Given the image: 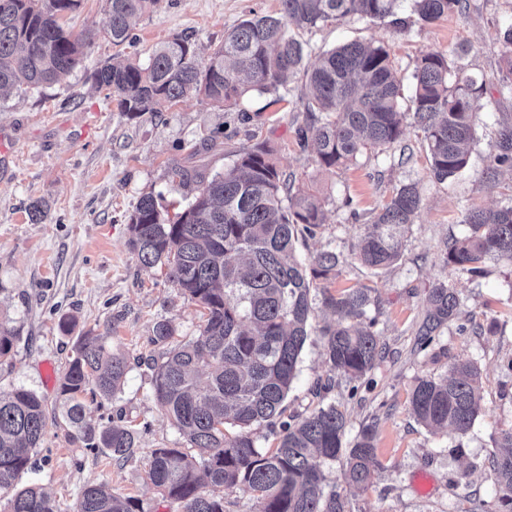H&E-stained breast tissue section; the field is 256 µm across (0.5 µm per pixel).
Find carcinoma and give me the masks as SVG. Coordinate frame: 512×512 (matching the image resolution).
Listing matches in <instances>:
<instances>
[{"label": "carcinoma", "mask_w": 512, "mask_h": 512, "mask_svg": "<svg viewBox=\"0 0 512 512\" xmlns=\"http://www.w3.org/2000/svg\"><path fill=\"white\" fill-rule=\"evenodd\" d=\"M158 0H106L103 32L112 43L131 39L132 21ZM399 0H279V11L240 21L224 33V43L203 64L195 45L177 38L156 48L148 65L105 63L91 74L93 85L116 98L118 111L133 119L160 112L190 93L227 106L251 90L276 91L303 71L308 121L295 131L301 149H311L326 169L345 167L363 152H383L401 143L400 79L388 51L372 43L349 42L301 69L304 48L290 27L312 28L329 20L385 19L397 24ZM81 0H0V94L20 85L39 87L68 75L83 61L84 38L60 23ZM424 21L460 12L463 0H413ZM500 93L512 94V25L502 41ZM460 56L427 52L412 73L413 120L430 154L432 180L445 183L469 162L476 117L485 83L465 75ZM495 161L512 164V130L501 133ZM172 177L196 183L194 200L171 220L151 194L128 218V244L146 266L163 265L169 282L204 309L197 336L172 344L174 328L155 322L151 342L163 348L148 363L154 397L172 425L196 450L151 452L147 477L162 498L183 512H224V491L239 489L256 512H349L348 499L324 492V464L343 461L344 483L366 489L378 466L376 426L368 425L350 448L343 446L347 417L335 404L302 417L282 419L283 403L297 376L302 348L310 335L313 305L338 319L322 330L330 367L349 381L365 379L383 353L374 330L379 312L376 289L336 292L317 284L340 264L333 250L307 263L295 256L298 236L313 237L324 224L322 203L311 194H291L272 151L258 144L233 165L208 178L174 165ZM288 205H283V195ZM422 204L416 185H402L372 213L355 258L382 269L402 255L403 234ZM467 233L447 242L443 263L479 276L491 256L512 261V206L471 208ZM427 310L418 344L427 348L455 318L458 294L438 280L427 290ZM19 336L0 326V360L11 356ZM128 374L126 358L112 351L108 333L77 337L58 385V408L70 437L94 454L120 460L133 447L132 428L86 419L87 389L114 397ZM206 376L205 386L200 377ZM481 390L479 368L470 361L451 364L439 379L420 377L412 389V413L431 430L460 435L472 427ZM48 425L45 400L24 387L0 389V495L6 512H56L39 485L18 486L31 466ZM276 435L272 448L256 446L253 426ZM506 453L493 465L495 512H512V428L497 438ZM77 512H150L136 497H120L106 483L86 486Z\"/></svg>", "instance_id": "cac0c4a2"}]
</instances>
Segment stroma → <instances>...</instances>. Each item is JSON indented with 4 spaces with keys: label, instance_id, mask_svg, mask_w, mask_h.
Wrapping results in <instances>:
<instances>
[{
    "label": "stroma",
    "instance_id": "obj_1",
    "mask_svg": "<svg viewBox=\"0 0 512 512\" xmlns=\"http://www.w3.org/2000/svg\"><path fill=\"white\" fill-rule=\"evenodd\" d=\"M278 9V0H160L136 20L132 43L116 46L103 33L105 0H82L66 19L73 33L86 38L82 64L56 83L22 86L0 97V321L22 338L0 362V388L21 386L55 405V378L64 372L75 340L60 327L66 315L78 328L109 331L113 351L132 363L115 398L87 404L93 417L119 414L134 429L129 459L84 451L61 423L48 424L32 455L33 467L22 482L44 486L58 512H76L82 489L104 480L153 512H181L146 477L153 449L185 445L152 395L146 361L160 353L149 342L156 321L169 320L178 339L187 340L197 336L202 319L199 307L168 282L164 267L138 263L128 245V217L150 193L162 194L172 213L188 204L193 188L171 178L173 165L220 172L262 142L293 191L314 194L323 203L325 222L314 237L299 242V253L310 257L332 248L344 257L328 281L332 289L376 288L375 330L385 346L371 373L372 386L353 388L329 369L321 331L334 318L315 308L283 404L286 415L308 413L323 401L341 405L348 416V446L364 426L375 425L380 468L367 490L348 491L351 512L496 508L495 440L512 428V262L488 258L483 275L472 277L445 267L443 257L446 242L465 235L469 208L512 205V167L494 161L501 131L512 126V96L493 95L478 115L466 169L438 184L429 175L423 134L410 120L403 149L368 151L344 168L318 167L295 138L307 120L298 76L278 91H252L229 107L191 95L132 120L105 91L92 87L97 66L127 58L147 63L155 48L177 37L190 38L199 57L207 58L242 19ZM397 15L404 28L352 18L295 30L304 65L353 40L383 46L401 78L400 106L406 112L412 108L415 63L429 51L465 56L468 75L497 83L512 0H466L462 12L433 22L420 20L411 0H401ZM409 183L418 185L423 202L401 259L383 270L361 265L354 253L372 211ZM438 280L456 291L460 306L422 350L417 339L425 290ZM458 360L475 363L481 373L480 410L463 436L425 428L409 404L417 378L446 375ZM326 382L331 390L316 397V384Z\"/></svg>",
    "mask_w": 512,
    "mask_h": 512
}]
</instances>
